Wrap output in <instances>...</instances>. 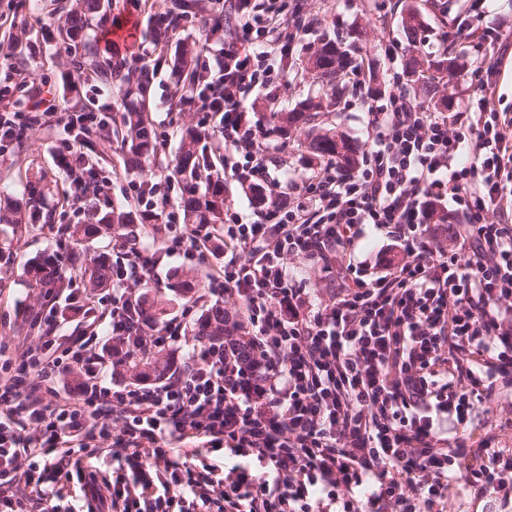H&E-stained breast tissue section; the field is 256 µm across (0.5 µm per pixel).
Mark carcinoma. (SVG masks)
Wrapping results in <instances>:
<instances>
[{"label":"carcinoma","instance_id":"obj_1","mask_svg":"<svg viewBox=\"0 0 512 512\" xmlns=\"http://www.w3.org/2000/svg\"><path fill=\"white\" fill-rule=\"evenodd\" d=\"M112 0H76L68 10V26L65 34L74 42H80L83 52L76 60L75 70L87 74L90 79L103 86L118 85L122 93V112L112 122L102 127L104 138L114 139L120 143V149L127 156V163L135 167L142 177L149 176L150 170L145 163L154 152L151 131L147 128L148 103L146 92L151 86L152 69H134L128 71L112 62V58L103 57L95 48V38L88 35V30L107 19L111 10ZM167 24L170 31H175L182 24L197 16L195 0H179L166 11ZM402 30L406 38L414 41L423 25V15L417 0H405L401 17ZM354 36L349 42L338 38L325 37L320 47L309 58L313 62L312 71L320 80V92L295 107L270 112L262 116L263 123L269 126V133L286 141L302 130L315 116L329 111L336 105V79L347 69L361 66L354 57L358 50ZM197 53L196 44L185 43L176 50L173 61L175 71H187ZM427 69L436 75L454 74L457 71V56L453 51L444 49L442 52L428 56ZM206 138L205 132L192 126L184 128L179 136L178 155L174 172L184 181L183 211L185 223L202 224L209 227L212 234H217L223 221L224 206V159L221 155H206L200 151V143ZM305 148L316 158H333L347 169L357 165L359 148L351 143L343 134L333 128L322 129L315 133L305 132ZM210 164L211 176L204 191L197 192V169L203 163ZM48 190L31 191L24 202L6 206V213H0V224H19L22 221V210L29 209L37 213L45 208ZM130 220L129 213L118 207L111 208L103 214H92L88 221L73 225L72 235L78 241H89L101 237L112 230L122 228ZM51 257L37 256L29 261L24 269L25 282L30 288H38L50 268ZM70 264L83 271L84 279L89 287L98 290L106 289L112 284V262L106 252H99L87 258L84 251L76 250L70 255ZM197 336L224 335V305L214 303L203 310L194 328Z\"/></svg>","mask_w":512,"mask_h":512}]
</instances>
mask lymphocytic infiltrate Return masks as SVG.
<instances>
[{
	"label": "lymphocytic infiltrate",
	"mask_w": 512,
	"mask_h": 512,
	"mask_svg": "<svg viewBox=\"0 0 512 512\" xmlns=\"http://www.w3.org/2000/svg\"><path fill=\"white\" fill-rule=\"evenodd\" d=\"M489 14L467 11L442 41L488 33L512 54ZM297 36L285 0H239L223 50H201L167 101L194 106L200 128L218 122L234 151L225 168L267 194L257 218L226 214L215 244L182 226L173 180L131 184L142 219L174 236L113 269L109 331L62 335L67 311L95 305L58 262L25 334L0 343V512H60L76 497L87 512H447L448 474L463 462L479 493L512 500V449L476 423L492 376L512 379V114L496 109L490 69L471 71L464 111L448 113L392 72L366 105L358 169L330 160L286 193L248 102L288 85ZM369 226L398 263L359 260ZM167 255L205 266L210 296L234 300L237 318L184 366L108 383L109 367L188 335L177 318L143 329L141 290ZM294 260L325 274L318 303ZM98 457L114 460L111 475L90 468Z\"/></svg>",
	"instance_id": "obj_1"
}]
</instances>
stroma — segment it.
I'll return each instance as SVG.
<instances>
[{
	"label": "stroma",
	"instance_id": "obj_1",
	"mask_svg": "<svg viewBox=\"0 0 512 512\" xmlns=\"http://www.w3.org/2000/svg\"><path fill=\"white\" fill-rule=\"evenodd\" d=\"M162 0H112L113 17L135 21L132 37L119 39V47L129 48L131 54H139L141 48L150 47L151 17L160 11ZM301 10L290 11V19H302L311 15L318 23L312 32L303 36L290 60L291 72L295 78L280 94L281 102L296 104L315 94L318 82L314 73L306 69L313 51L312 44L318 43L322 34L335 32L346 34L354 30H366L367 36L360 44V53L369 61L378 76L380 87H387L392 63L385 53L382 37L392 33L402 38L400 19L402 0H389L386 8H379V0H300ZM16 0H0V38L13 33L23 41L36 44L37 54L30 57L18 53L14 58L16 69L36 72L39 81L58 94L57 126L45 128L33 125L27 132L23 145L10 142L0 147V195L14 200H22L28 193V185L35 178L59 184L62 189H70L71 180L60 167L53 153L54 145L66 138V121L69 113L77 108L97 109L103 104L119 105V90H93L91 83L76 84L70 81L71 63L79 56V46H67L61 33L64 25L62 15L54 11V0H28L23 12H16ZM462 71L454 79L437 82L436 98L448 101L451 111L463 109L465 99L471 94L467 67L474 59L487 63H498L493 81L496 85L497 108L512 113V60H498L490 42L474 44L468 41L456 45ZM173 90V76L167 64H160L149 92V120L157 133L155 153L151 163L154 180L160 181L173 175L178 151V135L183 128L193 125L192 107H184L179 112H168L164 96ZM268 155L287 164L288 178L294 185H301L317 163L312 160L300 138H291L288 144L271 140L267 143ZM93 162L102 177V190L109 195L113 205H126L125 192L128 183L136 179V172L125 166L116 144L97 140ZM49 222L24 224L18 227L0 226V256L7 258L8 264L0 268V337L17 336L23 325V312L35 305L36 292L25 286L23 267L25 263L42 253L56 252L58 229L63 225L83 221V211L74 210L69 203L53 196L49 199ZM186 270L193 277L195 295L199 300L195 312H202L212 299L205 296L204 272L198 268H184L179 257H164L160 266V282L147 288L148 299L166 303L168 315L181 312L185 301L173 296L168 288L170 276L176 271ZM496 399L489 412L479 413V420L488 421L487 432L494 438L497 448L512 449V383L495 378ZM448 512H512V502L505 503L488 495L479 494L472 488L464 472H455L448 482Z\"/></svg>",
	"mask_w": 512,
	"mask_h": 512
}]
</instances>
